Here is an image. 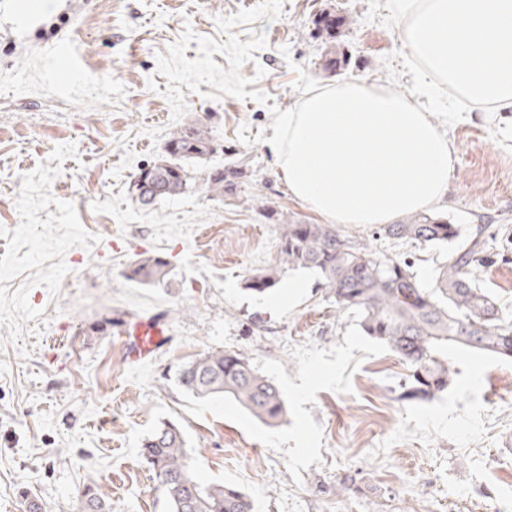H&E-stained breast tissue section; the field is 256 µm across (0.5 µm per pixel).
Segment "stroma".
<instances>
[{
	"label": "stroma",
	"instance_id": "stroma-1",
	"mask_svg": "<svg viewBox=\"0 0 512 512\" xmlns=\"http://www.w3.org/2000/svg\"><path fill=\"white\" fill-rule=\"evenodd\" d=\"M41 2L23 18L0 0V512L30 499L79 512L88 486L112 512H170L140 459L164 421L183 427L199 480L239 486L254 512H512V363L449 351L448 389L406 400V364L315 271L284 269L267 304L247 288L278 258L264 208L320 221L268 148L278 113L336 80L415 91L386 0ZM325 9L345 19L328 72L312 24ZM448 96L430 114L456 150L434 214L465 240L507 227L477 283L512 319V119L476 107L449 123ZM194 122L222 146L212 165L243 171L236 196L136 203L131 180ZM338 230L411 261L425 286L443 260L376 224ZM144 253L168 262L164 284L127 279ZM149 316L171 337L135 365L123 340ZM213 349L274 381L280 425L179 386L184 363Z\"/></svg>",
	"mask_w": 512,
	"mask_h": 512
}]
</instances>
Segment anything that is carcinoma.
I'll list each match as a JSON object with an SVG mask.
<instances>
[{
	"label": "carcinoma",
	"instance_id": "obj_1",
	"mask_svg": "<svg viewBox=\"0 0 512 512\" xmlns=\"http://www.w3.org/2000/svg\"><path fill=\"white\" fill-rule=\"evenodd\" d=\"M337 24L336 15L326 10L315 20L317 28L332 38ZM217 152V139L207 127L194 123L176 131L164 154L134 177L135 200L152 205L197 184L218 200L236 192L242 172L205 165ZM264 217L279 225V259L276 265L252 275L248 289L264 294L286 266L316 271L336 306L356 314L361 333L385 344L409 366L404 398L430 399L448 388L453 380L450 349L512 361V321L503 316L492 295L475 285L476 271L487 261L480 235L488 225L466 244L459 242L457 225L426 213L417 212L401 224L384 225L382 232L388 237L444 248V261L434 282L425 287L417 281L410 262L376 259L343 237L334 224L287 221L270 208ZM168 275V263L149 254L130 267L127 277L141 284H161ZM178 380L194 397L230 398L267 425L278 424L286 415L279 388L237 351H207L183 365ZM141 448L171 512H252V502L241 489L203 484L189 470L186 438L178 424L161 423ZM166 482L181 484L183 490L172 495ZM81 512H112V504L88 488L82 494Z\"/></svg>",
	"mask_w": 512,
	"mask_h": 512
}]
</instances>
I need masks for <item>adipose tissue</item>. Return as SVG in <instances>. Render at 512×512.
Returning a JSON list of instances; mask_svg holds the SVG:
<instances>
[{
    "label": "adipose tissue",
    "instance_id": "ef3b65f1",
    "mask_svg": "<svg viewBox=\"0 0 512 512\" xmlns=\"http://www.w3.org/2000/svg\"><path fill=\"white\" fill-rule=\"evenodd\" d=\"M413 95L336 81L279 113L271 141L291 194L333 224H389L444 201L455 149L431 121L438 84L512 113V0H388Z\"/></svg>",
    "mask_w": 512,
    "mask_h": 512
}]
</instances>
